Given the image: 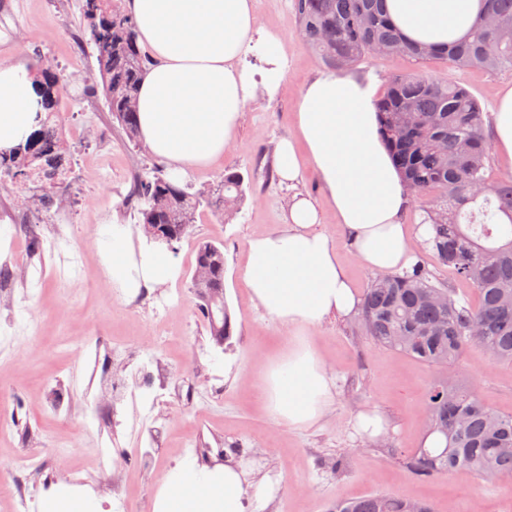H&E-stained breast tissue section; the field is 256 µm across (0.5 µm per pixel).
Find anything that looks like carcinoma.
Returning <instances> with one entry per match:
<instances>
[{
	"mask_svg": "<svg viewBox=\"0 0 512 512\" xmlns=\"http://www.w3.org/2000/svg\"><path fill=\"white\" fill-rule=\"evenodd\" d=\"M385 0H293L305 45L336 71L365 58L401 55L422 65L444 59L459 69L512 70V0H483V13L464 38L441 49L406 41L384 10ZM85 30L97 52L103 91L121 134L137 144L136 98L146 56L132 16L116 0H82ZM43 111L25 142L0 150V172L15 179L37 167L54 184L62 159L59 129H51L60 74L41 64L32 71ZM378 133L405 186L432 225L429 240L437 261L473 284L475 306L456 298L448 284L432 280L417 263L401 273L377 275L362 302L361 324L374 344L429 365L452 366L465 347L476 345L496 361L512 363V175L492 180L486 114L462 85L422 73L386 79L376 100ZM253 177L224 171L212 193L198 198L161 168L137 177L138 223L172 224L184 238L205 205L220 216L238 210ZM213 276L196 293L197 311L215 345L232 334L229 314L213 320L211 293H224V252L209 241L196 248L195 266ZM428 420L423 439L439 435L444 447L422 444L398 459L414 476L432 480L465 469L481 479L512 474V415L487 406L472 388L441 376L425 392ZM330 512H434L427 503L387 493L336 501Z\"/></svg>",
	"mask_w": 512,
	"mask_h": 512,
	"instance_id": "1",
	"label": "carcinoma"
}]
</instances>
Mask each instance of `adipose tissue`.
<instances>
[{
	"label": "adipose tissue",
	"mask_w": 512,
	"mask_h": 512,
	"mask_svg": "<svg viewBox=\"0 0 512 512\" xmlns=\"http://www.w3.org/2000/svg\"><path fill=\"white\" fill-rule=\"evenodd\" d=\"M387 7L408 40L441 44L468 33L482 0H387ZM124 9L150 57L137 95L141 141L172 177L185 180L223 158L257 87L276 91L283 77L280 42L259 28L253 0H124ZM252 52L261 67L247 66ZM374 94L371 82L349 74L309 81L297 105L296 136L276 148V171L292 185L313 169L355 254L372 270L392 272L413 260L403 222L412 198L378 137ZM38 100L25 64L0 63V149L33 131ZM299 140L306 146L302 157ZM319 222L316 201L294 195L284 227L249 241L242 270L255 306L294 334L265 381L269 414L296 429L320 421L336 388L306 334L348 316L359 302L335 246L317 231ZM98 243L112 285L123 294L174 275L168 254L133 247L128 225L101 228ZM246 475L237 466L183 460L164 476L154 512H247V497L264 501L275 483L266 480L248 494Z\"/></svg>",
	"instance_id": "ef3b65f1"
}]
</instances>
